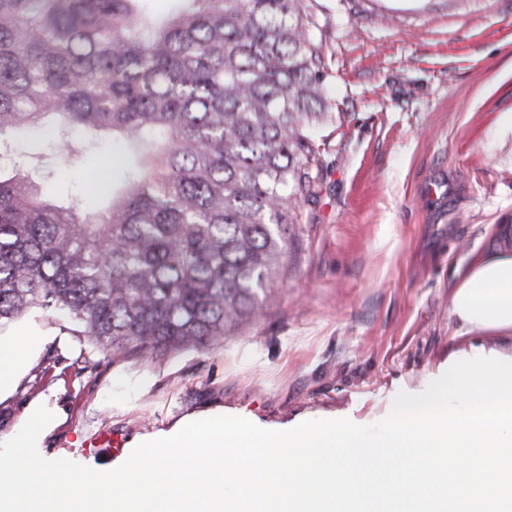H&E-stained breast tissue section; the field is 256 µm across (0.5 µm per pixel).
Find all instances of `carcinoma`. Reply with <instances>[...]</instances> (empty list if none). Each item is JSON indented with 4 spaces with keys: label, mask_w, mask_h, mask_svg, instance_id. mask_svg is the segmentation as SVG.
Masks as SVG:
<instances>
[{
    "label": "carcinoma",
    "mask_w": 512,
    "mask_h": 512,
    "mask_svg": "<svg viewBox=\"0 0 512 512\" xmlns=\"http://www.w3.org/2000/svg\"><path fill=\"white\" fill-rule=\"evenodd\" d=\"M0 0V330L64 315L103 352L199 349L255 317L323 171L335 121L305 0ZM87 132L76 144L71 134ZM72 157L112 133L119 184L57 202L14 134Z\"/></svg>",
    "instance_id": "cac0c4a2"
}]
</instances>
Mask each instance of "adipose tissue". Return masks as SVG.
<instances>
[{
  "instance_id": "adipose-tissue-1",
  "label": "adipose tissue",
  "mask_w": 512,
  "mask_h": 512,
  "mask_svg": "<svg viewBox=\"0 0 512 512\" xmlns=\"http://www.w3.org/2000/svg\"><path fill=\"white\" fill-rule=\"evenodd\" d=\"M450 312L457 337L512 339V255L459 272ZM42 343L26 328L0 341V391ZM45 423L29 408L0 458V512H512V354L499 351L400 399L376 441L343 423L268 433L212 416L137 447L90 486L78 471L31 465ZM32 485L44 491L37 506Z\"/></svg>"
}]
</instances>
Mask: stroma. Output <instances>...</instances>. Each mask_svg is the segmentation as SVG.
I'll return each instance as SVG.
<instances>
[{
  "label": "stroma",
  "mask_w": 512,
  "mask_h": 512,
  "mask_svg": "<svg viewBox=\"0 0 512 512\" xmlns=\"http://www.w3.org/2000/svg\"><path fill=\"white\" fill-rule=\"evenodd\" d=\"M333 73L322 176L273 285L274 300L205 349L145 360L99 351L49 312L46 342L0 396V455L32 403L55 414L31 458L109 475L141 444L201 416L283 432L335 420L377 439L402 397L448 373L456 271L512 252V0H306ZM35 180L86 208L84 186L120 178V144L61 158L14 137Z\"/></svg>",
  "instance_id": "obj_1"
}]
</instances>
